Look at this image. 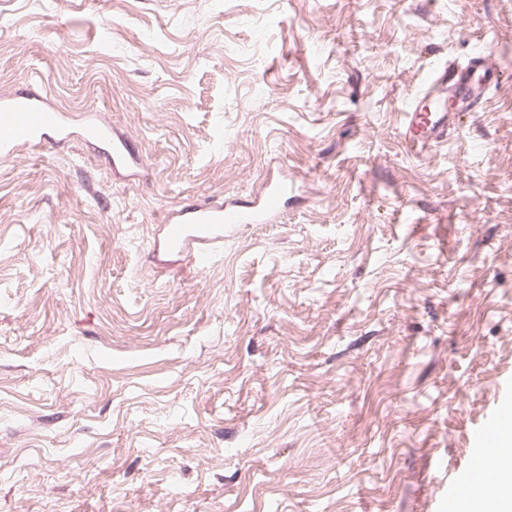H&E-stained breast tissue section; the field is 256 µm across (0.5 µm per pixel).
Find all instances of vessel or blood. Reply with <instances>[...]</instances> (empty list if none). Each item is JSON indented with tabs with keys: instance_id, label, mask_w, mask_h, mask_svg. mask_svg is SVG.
<instances>
[{
	"instance_id": "1",
	"label": "vessel or blood",
	"mask_w": 512,
	"mask_h": 512,
	"mask_svg": "<svg viewBox=\"0 0 512 512\" xmlns=\"http://www.w3.org/2000/svg\"><path fill=\"white\" fill-rule=\"evenodd\" d=\"M499 71L498 64L484 53L471 56L461 67L445 65L431 70L424 79L427 94L411 102L404 113L402 136L406 146L415 151L447 140L459 112L470 110ZM74 137L67 115L54 109L45 98H0L1 158L11 156L21 146L49 141L64 144ZM287 192V183L277 179L268 182L259 199L244 205L185 207L162 224V243L169 251L191 256L198 267H207L216 246L223 243L225 231L242 224L275 223ZM505 422L504 413L499 411L477 429V446L469 466L456 471L451 479L447 512H458L459 501L470 491L490 489L492 471L487 450Z\"/></svg>"
}]
</instances>
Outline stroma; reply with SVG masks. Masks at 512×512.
<instances>
[{
    "label": "stroma",
    "mask_w": 512,
    "mask_h": 512,
    "mask_svg": "<svg viewBox=\"0 0 512 512\" xmlns=\"http://www.w3.org/2000/svg\"><path fill=\"white\" fill-rule=\"evenodd\" d=\"M505 69L417 154L440 62ZM0 512H444L512 386V0H0ZM289 186L201 269L190 204ZM53 132L51 136L49 132ZM75 139L68 116L38 95L0 98V157L11 156L18 147L57 144Z\"/></svg>",
    "instance_id": "stroma-1"
}]
</instances>
